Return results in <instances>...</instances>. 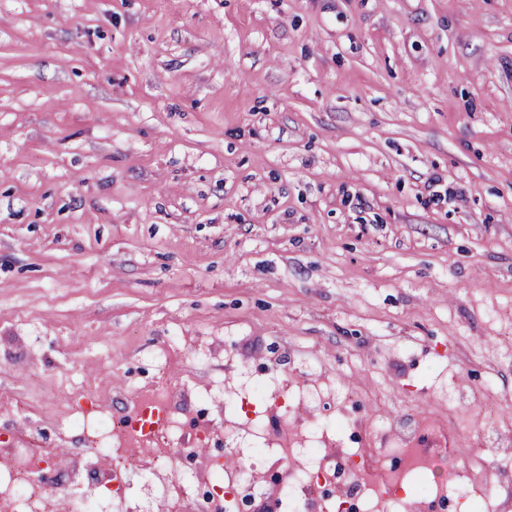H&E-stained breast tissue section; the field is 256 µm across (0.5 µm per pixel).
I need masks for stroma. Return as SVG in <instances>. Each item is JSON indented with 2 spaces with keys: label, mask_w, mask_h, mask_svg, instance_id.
Masks as SVG:
<instances>
[{
  "label": "stroma",
  "mask_w": 512,
  "mask_h": 512,
  "mask_svg": "<svg viewBox=\"0 0 512 512\" xmlns=\"http://www.w3.org/2000/svg\"><path fill=\"white\" fill-rule=\"evenodd\" d=\"M166 382L103 512H284V414L365 464L439 417L488 497L406 512H512V0H0V454L66 512L77 413Z\"/></svg>",
  "instance_id": "1"
}]
</instances>
